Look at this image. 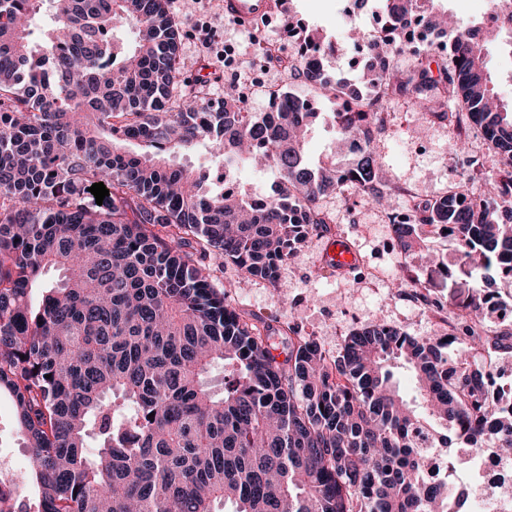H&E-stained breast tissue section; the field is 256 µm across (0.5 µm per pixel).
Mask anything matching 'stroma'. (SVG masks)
<instances>
[{"label":"stroma","mask_w":512,"mask_h":512,"mask_svg":"<svg viewBox=\"0 0 512 512\" xmlns=\"http://www.w3.org/2000/svg\"><path fill=\"white\" fill-rule=\"evenodd\" d=\"M295 23L319 32L338 42L340 50L327 61L331 72L356 77L360 73L359 48L348 39L350 29L373 30L380 22L377 0H289ZM170 15L181 30V73L190 86L200 88L208 100L219 103L228 89L246 90L260 67L258 41L278 40L286 54H293L294 40L280 23L274 22L263 31L235 24L224 14L223 0H166ZM211 27L213 52H203L198 40V21ZM236 47L241 65L237 74L224 73L223 63L215 55L224 44ZM487 70L491 87L508 104L512 103V44L497 38L488 45ZM279 83L296 95L309 99L318 117L305 141L310 163L329 160L335 150V130L326 118L333 109L331 100L309 91L298 79L281 77ZM444 124L426 122L415 112L411 101H392L386 114L384 131L377 141L383 169L391 182L401 186L403 195L392 197L394 211H404L407 195L437 198L455 183L464 184L469 193L483 191V181L471 178L466 166L449 144ZM322 208L330 215L332 229L350 243L359 259L381 269L378 278L355 280L332 274H320L329 236L312 240L286 261L280 270L278 286L249 277L233 265L215 272V282L227 290L229 302L250 322L268 325L284 341L286 325H295L305 335L317 340L329 354L338 352L348 334L377 320L402 328L414 336H442L447 325L424 309L410 294L398 293L399 277L405 272L417 273L430 281L432 288L445 296L482 290L483 282L464 281L431 273L426 264V251L456 260L458 244H431L429 250L409 252L405 265H398L392 235L380 209L350 194L321 199ZM0 448H11L21 472H29V450L16 423L15 410L8 393L0 394Z\"/></svg>","instance_id":"stroma-1"}]
</instances>
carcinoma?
Here are the masks:
<instances>
[{
	"instance_id": "1",
	"label": "carcinoma",
	"mask_w": 512,
	"mask_h": 512,
	"mask_svg": "<svg viewBox=\"0 0 512 512\" xmlns=\"http://www.w3.org/2000/svg\"><path fill=\"white\" fill-rule=\"evenodd\" d=\"M43 12L52 23L36 35ZM382 14L389 37L367 51L387 65L359 82L329 75L319 34H292L297 75L336 99L337 140L365 152L312 167L303 134L317 113L294 93L268 91L269 111L245 121L241 99L218 105L182 85L165 0H0V391L36 486L16 512H465L448 493L453 444L490 440L512 458V392L490 382L487 364L512 358V326L486 323L481 293L442 300L409 274L405 288L448 325L444 336L374 321L331 356L290 337L279 361L268 328L213 286L226 262L277 286L283 263L330 231L319 204L329 193L350 189L389 211L375 141L400 98L428 122L455 112V151L476 128L498 168L464 157L484 193L467 201L459 183L411 198L394 246L412 251L420 228L446 225L467 246L459 272L512 277V106L486 72L498 33L448 24L441 0H383ZM414 14L447 40L450 65L436 73L394 62ZM122 27L134 31L128 47L114 37ZM201 144L226 169L277 170L276 189L259 203L213 194L205 176L168 161ZM99 182L100 205L87 191ZM216 367L218 391L207 381ZM417 430L448 449L447 471L430 470L434 448Z\"/></svg>"
}]
</instances>
